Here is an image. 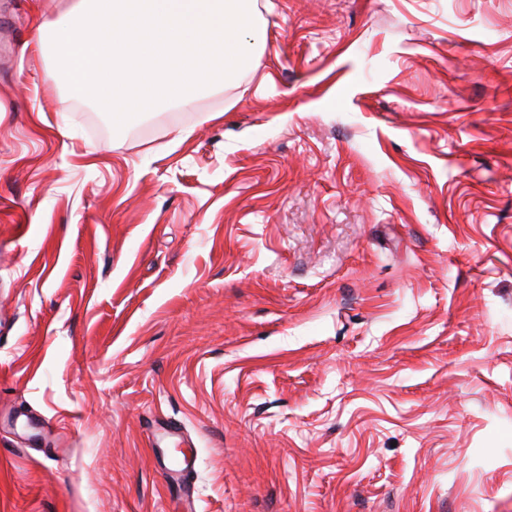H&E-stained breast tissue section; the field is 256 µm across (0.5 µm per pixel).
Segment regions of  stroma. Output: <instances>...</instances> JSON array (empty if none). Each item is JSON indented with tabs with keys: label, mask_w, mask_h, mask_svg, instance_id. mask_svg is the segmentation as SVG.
<instances>
[{
	"label": "stroma",
	"mask_w": 512,
	"mask_h": 512,
	"mask_svg": "<svg viewBox=\"0 0 512 512\" xmlns=\"http://www.w3.org/2000/svg\"><path fill=\"white\" fill-rule=\"evenodd\" d=\"M70 4L0 0V512H512V0H257L120 128Z\"/></svg>",
	"instance_id": "35a3bbf8"
}]
</instances>
